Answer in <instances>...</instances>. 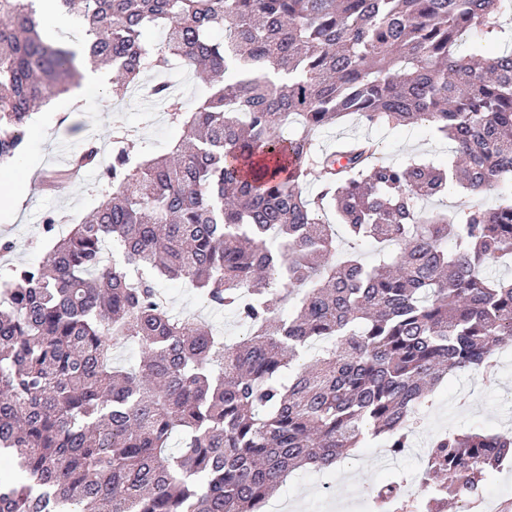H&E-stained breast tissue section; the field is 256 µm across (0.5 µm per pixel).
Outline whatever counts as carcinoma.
Returning a JSON list of instances; mask_svg holds the SVG:
<instances>
[{
    "label": "carcinoma",
    "instance_id": "1",
    "mask_svg": "<svg viewBox=\"0 0 512 512\" xmlns=\"http://www.w3.org/2000/svg\"><path fill=\"white\" fill-rule=\"evenodd\" d=\"M88 39L48 37L33 3L0 0V164L34 111L112 65V99L173 61L220 83L193 105L159 81L150 97L183 129L169 157L112 128L71 165H104L99 205L65 235L44 219L45 260L0 282V512H261L289 473L322 470L382 438L409 447L418 408L450 370L493 375L512 345V48L463 56L466 32L509 38L512 0H56ZM158 29V44L143 32ZM419 126L452 164L381 162L323 127ZM322 190L304 194L311 178ZM458 186L452 212L420 202ZM366 261L336 258L335 224ZM185 280L248 326L229 345L164 305ZM142 351L123 367L119 345ZM180 447L172 449L175 436ZM512 437L446 433L421 474L441 508L482 496ZM384 507L400 483L376 487Z\"/></svg>",
    "mask_w": 512,
    "mask_h": 512
}]
</instances>
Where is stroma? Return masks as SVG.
Segmentation results:
<instances>
[{
    "label": "stroma",
    "instance_id": "obj_1",
    "mask_svg": "<svg viewBox=\"0 0 512 512\" xmlns=\"http://www.w3.org/2000/svg\"><path fill=\"white\" fill-rule=\"evenodd\" d=\"M99 71L100 81L74 87L36 113L27 128V146L18 165L0 166V193L10 197L8 203L0 204V240L12 243L11 253L0 255V277L12 266L46 258L49 242L42 231L45 214L56 215V231L64 234L97 205L95 188L101 179L98 169L80 170L60 190L43 181L53 170L69 168L72 155L85 141L95 140L103 152H110L111 130L120 126L153 157L169 152L172 141L179 136L169 127L161 105L146 93L109 104L106 92L112 84V70L103 65ZM363 134L381 142L383 158L392 162L440 163L452 157L449 144L424 128L367 131L347 120L322 130L317 140L319 145L332 148L340 140ZM161 288L173 311L190 313L200 321L220 326L230 341L246 335V326L236 317L203 306L187 283L165 280ZM497 365L498 376L491 384L472 372L449 374L447 381L434 390L431 406L418 411V434L405 454L392 456L382 442H372L344 461L342 468L355 471V483L339 479L342 468L318 472L302 469L289 477L273 496V503L296 508L297 512H336L337 504L352 501L358 512H374L367 498L368 487L391 479L403 480L409 497H423L417 479L425 464L421 450L433 437L469 428L512 435V350L499 355Z\"/></svg>",
    "mask_w": 512,
    "mask_h": 512
}]
</instances>
